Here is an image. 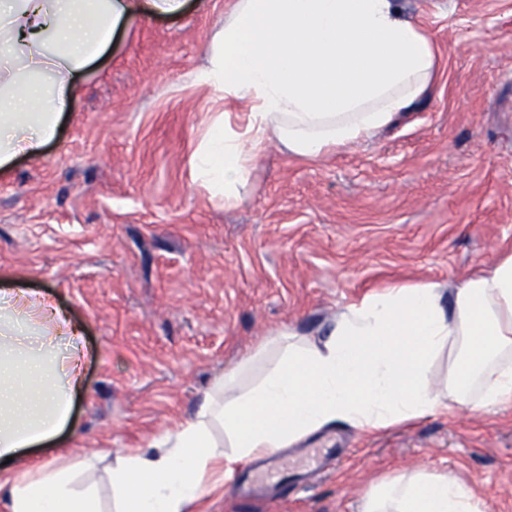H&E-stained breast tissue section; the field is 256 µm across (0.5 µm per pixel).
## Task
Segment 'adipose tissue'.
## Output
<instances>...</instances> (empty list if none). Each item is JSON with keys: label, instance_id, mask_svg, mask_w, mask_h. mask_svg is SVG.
Instances as JSON below:
<instances>
[{"label": "adipose tissue", "instance_id": "ef3b65f1", "mask_svg": "<svg viewBox=\"0 0 512 512\" xmlns=\"http://www.w3.org/2000/svg\"><path fill=\"white\" fill-rule=\"evenodd\" d=\"M184 0H0V168L40 154L79 92L76 76L130 18L178 15ZM432 37L397 0H232L203 79L245 120L217 116L193 155L199 185L240 206L266 144L316 160L370 138L429 92ZM81 331L46 297L0 290V501L7 512H100L75 481L106 466L114 512H202L231 464L326 427L365 433L469 404L512 406V251L452 298L435 283H392L337 315L322 338L290 329L242 355L195 418L146 447L52 457L19 473L7 457L52 441L83 388ZM448 372L436 381L435 368ZM224 440H217L216 430ZM362 512H484L467 482L387 474Z\"/></svg>", "mask_w": 512, "mask_h": 512}]
</instances>
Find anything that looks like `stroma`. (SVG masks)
Returning a JSON list of instances; mask_svg holds the SVG:
<instances>
[{"instance_id": "1", "label": "stroma", "mask_w": 512, "mask_h": 512, "mask_svg": "<svg viewBox=\"0 0 512 512\" xmlns=\"http://www.w3.org/2000/svg\"><path fill=\"white\" fill-rule=\"evenodd\" d=\"M230 0L134 17L80 77L40 155L0 171V287L50 297L83 329V391L63 443L138 448L192 417L265 336H314L391 282L451 289L512 250V0H401L433 35L439 77L370 141L305 160L268 144L242 205L193 182L219 104L198 75ZM314 433L280 450L310 470L272 498L233 476L206 512H360L379 476L428 468L512 512V407H459L364 434L341 457Z\"/></svg>"}]
</instances>
